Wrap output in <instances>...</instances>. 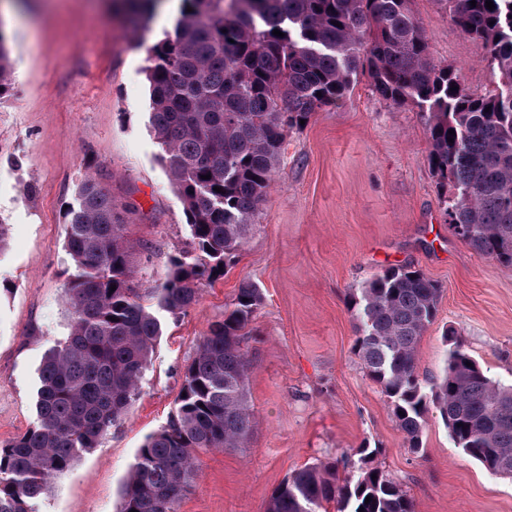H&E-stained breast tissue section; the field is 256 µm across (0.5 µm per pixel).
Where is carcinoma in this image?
I'll list each match as a JSON object with an SVG mask.
<instances>
[{
	"label": "carcinoma",
	"instance_id": "carcinoma-1",
	"mask_svg": "<svg viewBox=\"0 0 512 512\" xmlns=\"http://www.w3.org/2000/svg\"><path fill=\"white\" fill-rule=\"evenodd\" d=\"M134 2L139 30L150 31L159 0ZM443 2L496 67L492 92L475 95L454 66L432 62L411 0H180L173 31L151 47L145 76L150 131L193 251L171 257L156 286L141 292L135 245L110 190L93 175L79 184L78 204L64 219L68 333L39 368L36 424L0 444V512H38L49 482L102 446L140 394L163 335L159 313L187 312L204 283L224 276L266 201L285 132L341 101L360 75L382 98L430 112L429 165L449 229L512 269V0H492V10L486 0ZM11 85L0 21V99ZM440 297L441 286L412 264L375 275L348 300L355 352L389 398L409 448L421 451L433 408L455 447L494 475L512 473V385L492 380L453 329L444 335L442 376L428 385L419 378V343ZM261 304L259 288L244 280L233 308L210 325L184 367L186 396L138 449L119 512H178L198 476V450L245 446L254 415L241 342ZM360 454L358 472L343 478L329 463L294 471L267 512H329L331 504L335 512H414L406 491L369 466L372 453Z\"/></svg>",
	"mask_w": 512,
	"mask_h": 512
}]
</instances>
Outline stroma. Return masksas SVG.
<instances>
[{"label": "stroma", "instance_id": "35a3bbf8", "mask_svg": "<svg viewBox=\"0 0 512 512\" xmlns=\"http://www.w3.org/2000/svg\"><path fill=\"white\" fill-rule=\"evenodd\" d=\"M8 33L13 85L0 100V443L35 422L38 370L66 334L62 286L70 272L63 216L85 175L105 184L137 244L142 290L191 240L151 132L140 41L110 0H20ZM436 64L455 66L483 95L498 74L450 21L442 0H412ZM430 112L399 106L359 77L338 104L289 131L276 182L255 229L223 278L204 283L186 313L164 315L141 393L103 447L54 478L39 512H119L120 489L145 438L166 425L183 368L209 326L232 309L242 280L263 303L242 346L252 360L247 395L254 429L243 448L200 450L199 478L178 512H266L295 470L333 462L340 475L372 449L415 512H512V480L456 448L429 411L422 449L408 447L388 398L354 353L350 292L384 268L411 263L439 281L437 316L419 344L420 379L439 378L455 328L493 379L512 382V269L448 228L429 167Z\"/></svg>", "mask_w": 512, "mask_h": 512}]
</instances>
